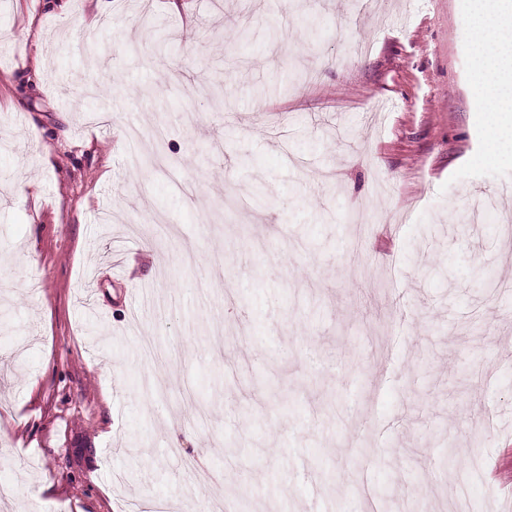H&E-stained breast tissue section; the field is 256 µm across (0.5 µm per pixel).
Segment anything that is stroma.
<instances>
[{"label": "stroma", "instance_id": "1", "mask_svg": "<svg viewBox=\"0 0 512 512\" xmlns=\"http://www.w3.org/2000/svg\"><path fill=\"white\" fill-rule=\"evenodd\" d=\"M359 2L0 0V512L503 497L512 153L474 0Z\"/></svg>", "mask_w": 512, "mask_h": 512}]
</instances>
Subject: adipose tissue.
<instances>
[{
    "instance_id": "obj_1",
    "label": "adipose tissue",
    "mask_w": 512,
    "mask_h": 512,
    "mask_svg": "<svg viewBox=\"0 0 512 512\" xmlns=\"http://www.w3.org/2000/svg\"><path fill=\"white\" fill-rule=\"evenodd\" d=\"M475 106L486 118L491 143H512V0H476L473 14Z\"/></svg>"
}]
</instances>
